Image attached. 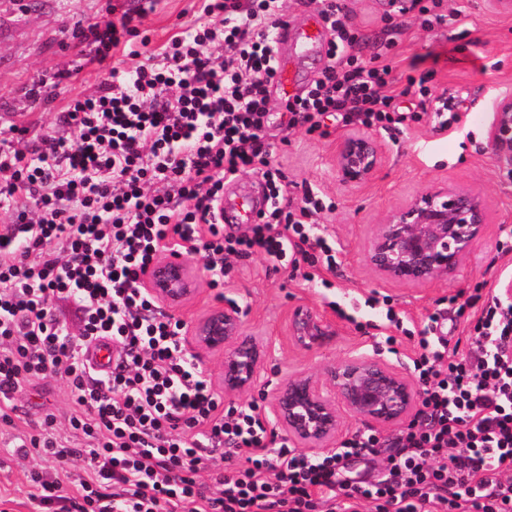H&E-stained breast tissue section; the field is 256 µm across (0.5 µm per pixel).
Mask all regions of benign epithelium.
I'll use <instances>...</instances> for the list:
<instances>
[{
  "instance_id": "obj_1",
  "label": "benign epithelium",
  "mask_w": 512,
  "mask_h": 512,
  "mask_svg": "<svg viewBox=\"0 0 512 512\" xmlns=\"http://www.w3.org/2000/svg\"><path fill=\"white\" fill-rule=\"evenodd\" d=\"M489 144L512 170V94L496 99ZM380 137L364 130L344 134L332 157L336 184L350 191L374 180L385 162ZM492 216L470 187L438 183L389 211L367 245L369 265L385 281L429 287L459 271L483 238ZM199 268L187 257L167 254L147 269L148 292L171 310L197 291ZM290 333L311 348L335 334L333 325L308 308L297 307ZM183 341L202 359L219 362L217 382L227 397H244L260 386L267 344L245 334L236 303L213 308L187 325ZM421 390L395 367L374 355H359L320 370L288 377L270 395V414L298 447L321 452L336 443L345 411L377 430L414 419Z\"/></svg>"
}]
</instances>
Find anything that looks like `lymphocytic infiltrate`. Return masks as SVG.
Wrapping results in <instances>:
<instances>
[{
	"label": "lymphocytic infiltrate",
	"instance_id": "lymphocytic-infiltrate-1",
	"mask_svg": "<svg viewBox=\"0 0 512 512\" xmlns=\"http://www.w3.org/2000/svg\"><path fill=\"white\" fill-rule=\"evenodd\" d=\"M335 38L309 89L286 106L287 128L321 131L326 119L390 130L400 96L394 39L374 65L357 53L343 0H315ZM144 0L107 5L77 35L102 79L57 106L51 131L27 150L30 128L0 149V422L13 424L24 384L60 376L69 437L55 414L13 455L52 460L33 473L37 512H512V305L497 295L451 296L475 340L447 350L436 310L413 368L417 417L387 439L361 431L340 449L308 455L269 432L256 404H225L187 352L183 320L142 286L161 253L203 254L211 287L234 257L260 255L299 269L309 252L336 265V243L309 236L321 195L287 196L268 132V88L282 0H202L201 20L159 48L132 47ZM124 51L129 66L113 64ZM262 176L271 208L239 233L217 222L224 185ZM111 341L109 372L88 366V344ZM82 447H72L71 438ZM388 448L377 480L349 478L351 462ZM248 465L239 468L236 460ZM84 474L66 489L74 461Z\"/></svg>",
	"mask_w": 512,
	"mask_h": 512
}]
</instances>
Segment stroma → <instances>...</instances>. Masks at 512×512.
<instances>
[{
	"label": "stroma",
	"instance_id": "stroma-1",
	"mask_svg": "<svg viewBox=\"0 0 512 512\" xmlns=\"http://www.w3.org/2000/svg\"><path fill=\"white\" fill-rule=\"evenodd\" d=\"M106 0H0V130L15 115H24L32 134L46 130L52 112L37 109L27 96L40 81H52L59 71L78 62L75 36L87 23L105 15ZM347 22L362 36L361 54L370 59L387 37L382 16L385 0H345ZM462 8L461 26H422L417 12L403 16L396 36V74L405 95L399 99L408 118L394 134H382L387 159L378 176L356 191L336 187L331 159L343 125H330L328 136L305 128L286 130L282 114L286 101L270 87L274 105L269 133L276 143V160L294 195L320 190L335 205L314 219L316 232L335 238L341 248L334 271L323 263L302 264L299 272L274 266L253 255L234 261L224 280V297L245 313L249 334L268 340L263 380L276 386L288 376L337 363L360 354L378 353L405 375H413L417 334L444 298L458 291L496 288L503 271L512 269V252L499 253L501 225L512 226V176L495 161L487 140L493 105L499 91L512 90V15L488 9L485 0H444L441 11ZM200 14L199 0H156L144 28L153 46L191 25ZM468 37L458 38V28ZM432 71V86L453 97L460 120L447 130H433L425 103L408 90L413 71ZM480 190L492 215L482 240L462 268L448 280L429 288L383 282L370 267L366 243L385 214L436 183ZM316 278L306 281L304 272ZM305 305L330 321L336 334L321 348H300L289 334L295 307ZM394 308L402 321L391 325L385 313ZM395 337L387 347L385 337ZM23 412L16 427L0 425V497L7 512H33L28 498L29 477L51 470L42 459L16 460L10 454L16 434L31 432L45 410L65 415L68 401L59 378L24 387L18 397Z\"/></svg>",
	"mask_w": 512,
	"mask_h": 512
}]
</instances>
